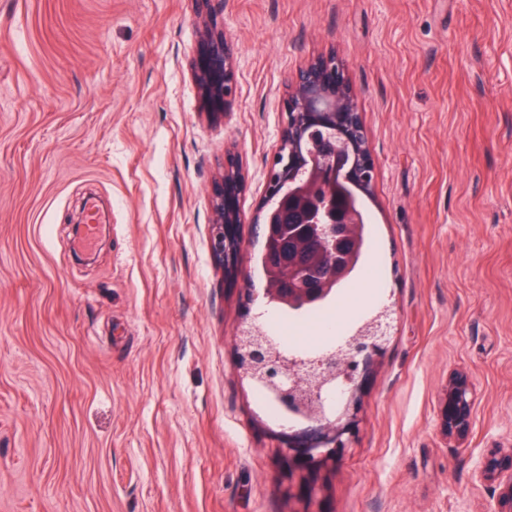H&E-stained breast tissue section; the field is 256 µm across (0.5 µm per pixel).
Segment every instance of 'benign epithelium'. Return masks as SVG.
Listing matches in <instances>:
<instances>
[{
  "instance_id": "7a95c632",
  "label": "benign epithelium",
  "mask_w": 512,
  "mask_h": 512,
  "mask_svg": "<svg viewBox=\"0 0 512 512\" xmlns=\"http://www.w3.org/2000/svg\"><path fill=\"white\" fill-rule=\"evenodd\" d=\"M206 15L198 16L202 56L195 80L203 99L222 108L236 88L233 46L224 30L210 22L215 4L199 0ZM374 180L365 126L358 102L343 70L330 56L301 68L288 83L287 123L272 157L265 197L269 208L263 223L308 224L313 237L294 239L263 263L280 277L270 280L265 295L292 312L319 307L332 300L343 274L332 266L318 267L310 256L318 249L336 254V264L352 255L363 234L364 209L359 194ZM246 186L238 169H227L213 201L211 250L219 264L237 251L235 227L242 223L239 197ZM393 310L386 306L355 335L323 352L293 357L274 343L264 326L252 318L242 324L234 345L240 370L254 385H265L300 428L288 433L284 452L300 463L319 491L318 474L334 467L356 425L358 379L385 348ZM474 391L466 374L448 377L441 420L446 435L466 439L473 425ZM478 480L494 486L491 512H512V448L497 449L478 466Z\"/></svg>"
}]
</instances>
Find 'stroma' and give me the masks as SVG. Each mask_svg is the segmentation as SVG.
<instances>
[{"mask_svg":"<svg viewBox=\"0 0 512 512\" xmlns=\"http://www.w3.org/2000/svg\"><path fill=\"white\" fill-rule=\"evenodd\" d=\"M196 0H0V512H489L512 448V0H224L226 114L193 68ZM333 55L375 166L342 329H395L308 496L233 337L261 310V214L286 85ZM240 169L235 272L213 195ZM110 222L81 246L88 204ZM473 430L440 427L444 387ZM441 407V420L445 434L459 440L466 439L473 425L474 391L465 373L456 372L448 377ZM478 480L494 486L492 512H512V448L497 449L482 459Z\"/></svg>","mask_w":512,"mask_h":512,"instance_id":"1","label":"stroma"}]
</instances>
